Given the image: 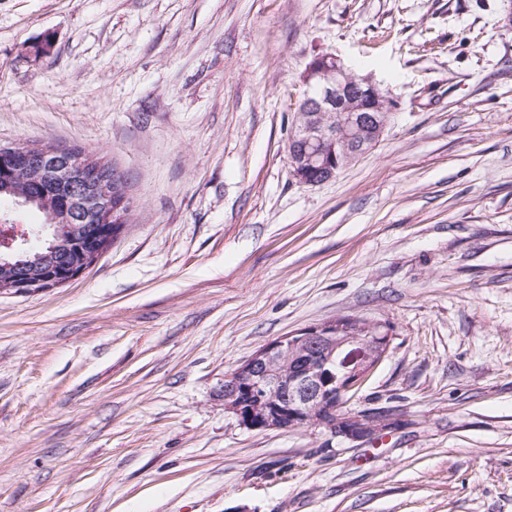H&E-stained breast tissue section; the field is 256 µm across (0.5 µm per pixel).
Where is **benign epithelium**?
Returning a JSON list of instances; mask_svg holds the SVG:
<instances>
[{
    "label": "benign epithelium",
    "mask_w": 512,
    "mask_h": 512,
    "mask_svg": "<svg viewBox=\"0 0 512 512\" xmlns=\"http://www.w3.org/2000/svg\"><path fill=\"white\" fill-rule=\"evenodd\" d=\"M302 84L305 91L295 112L288 154L294 179L316 186L365 155L382 136L391 112L387 97L369 78L355 74L330 53L310 62ZM27 173L52 176L51 187L61 193L62 223L97 226L84 249L100 255L102 243L112 238V184L102 166L76 165L65 150L49 146L0 147V183L10 186ZM86 270L64 264L39 284L60 287ZM39 284L20 269L9 290L27 293ZM389 340L383 333L336 336L324 323L278 338L224 379V410L252 430L302 428L313 421L334 435L338 423L346 420L350 426L342 436L362 440L386 420L377 414H346L344 408L385 356ZM290 350L308 358L303 367L287 372L282 363Z\"/></svg>",
    "instance_id": "7a95c632"
}]
</instances>
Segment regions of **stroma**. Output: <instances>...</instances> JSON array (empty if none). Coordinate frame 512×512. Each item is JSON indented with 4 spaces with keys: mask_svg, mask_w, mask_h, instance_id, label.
Wrapping results in <instances>:
<instances>
[{
    "mask_svg": "<svg viewBox=\"0 0 512 512\" xmlns=\"http://www.w3.org/2000/svg\"><path fill=\"white\" fill-rule=\"evenodd\" d=\"M512 0H0V147L124 173L81 277L0 293V512H512ZM51 39L49 54L32 49ZM331 53L394 101L324 184L287 144ZM352 316L391 342L351 441L224 380Z\"/></svg>",
    "mask_w": 512,
    "mask_h": 512,
    "instance_id": "obj_1",
    "label": "stroma"
}]
</instances>
